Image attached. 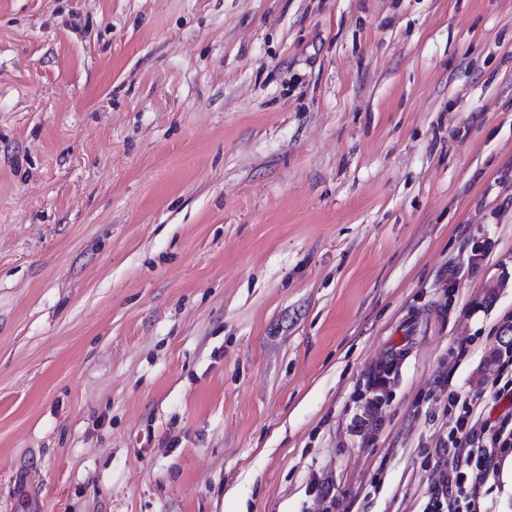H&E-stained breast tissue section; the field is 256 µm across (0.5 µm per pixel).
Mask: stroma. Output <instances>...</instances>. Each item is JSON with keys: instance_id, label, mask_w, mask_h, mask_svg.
I'll return each mask as SVG.
<instances>
[{"instance_id": "1", "label": "stroma", "mask_w": 512, "mask_h": 512, "mask_svg": "<svg viewBox=\"0 0 512 512\" xmlns=\"http://www.w3.org/2000/svg\"><path fill=\"white\" fill-rule=\"evenodd\" d=\"M511 326L512 0H0V512H423Z\"/></svg>"}]
</instances>
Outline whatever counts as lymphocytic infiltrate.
<instances>
[{
  "mask_svg": "<svg viewBox=\"0 0 512 512\" xmlns=\"http://www.w3.org/2000/svg\"><path fill=\"white\" fill-rule=\"evenodd\" d=\"M452 424L435 448V480L423 512H483L478 486L512 454V412L490 420L478 398L449 394Z\"/></svg>",
  "mask_w": 512,
  "mask_h": 512,
  "instance_id": "lymphocytic-infiltrate-1",
  "label": "lymphocytic infiltrate"
}]
</instances>
